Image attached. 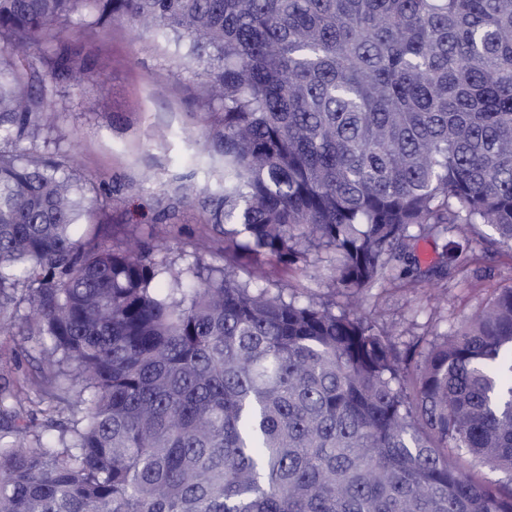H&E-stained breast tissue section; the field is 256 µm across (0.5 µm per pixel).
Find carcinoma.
Segmentation results:
<instances>
[{"label":"carcinoma","instance_id":"cac0c4a2","mask_svg":"<svg viewBox=\"0 0 512 512\" xmlns=\"http://www.w3.org/2000/svg\"><path fill=\"white\" fill-rule=\"evenodd\" d=\"M76 20L203 69L224 267L75 237L92 183L33 145ZM0 142V331L37 337L46 405L0 385V512H512V286L423 353L234 271L324 246L348 295L419 234L452 280L512 249V0H0Z\"/></svg>","mask_w":512,"mask_h":512}]
</instances>
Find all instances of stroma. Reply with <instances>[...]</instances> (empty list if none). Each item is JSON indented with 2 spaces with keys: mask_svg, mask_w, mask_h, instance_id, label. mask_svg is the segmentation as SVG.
<instances>
[{
  "mask_svg": "<svg viewBox=\"0 0 512 512\" xmlns=\"http://www.w3.org/2000/svg\"><path fill=\"white\" fill-rule=\"evenodd\" d=\"M65 42L87 59L82 93L59 85L57 118L42 131L46 153L92 179L91 222L113 245L166 242L169 257L194 252L202 263H224V236L213 229L199 194L220 181L224 164L206 146L209 110L202 80L180 65L164 36L126 22L71 27ZM329 250L311 248L308 264L288 273L266 266L259 284L296 289L311 299L343 305L330 272ZM512 286V251L489 252L477 280L446 283L434 278L413 288H375L357 295L358 311L396 341L431 343L475 312L495 289ZM41 365L34 337L0 333V371L17 384Z\"/></svg>",
  "mask_w": 512,
  "mask_h": 512,
  "instance_id": "35a3bbf8",
  "label": "stroma"
}]
</instances>
